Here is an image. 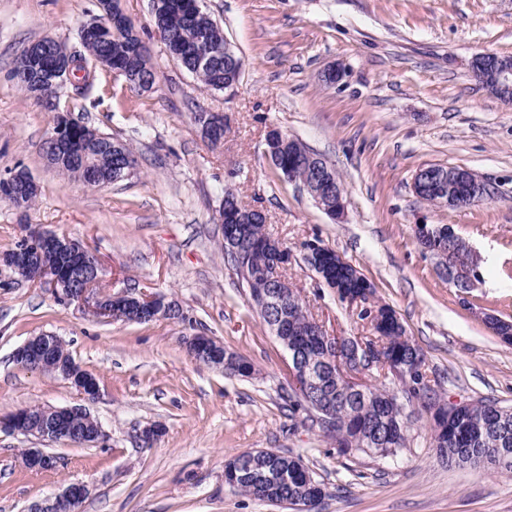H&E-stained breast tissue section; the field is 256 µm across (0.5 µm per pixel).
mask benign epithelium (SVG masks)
Here are the masks:
<instances>
[{
    "mask_svg": "<svg viewBox=\"0 0 512 512\" xmlns=\"http://www.w3.org/2000/svg\"><path fill=\"white\" fill-rule=\"evenodd\" d=\"M80 65L68 54L55 56V63L46 66L43 63V48L36 45L29 46L19 56L17 73L22 76L36 75L38 85L56 91L61 89L72 78V72ZM472 68L477 78L492 92L509 102L512 100V59L494 54H481L472 61ZM198 123L202 134L212 142L221 141V130L224 126V116L221 114L203 113L199 115ZM74 124L65 114H59L53 119V130L49 136L55 146L56 152L69 156L73 163L88 165V154H75L70 149V132ZM33 182L28 176H21L16 172L0 180V194L12 201L21 198ZM448 184V190L439 191L438 200L445 207H459L462 203H481L491 197L486 183L471 170L448 166L446 171L434 173L428 168L420 169L413 181V190L427 185ZM304 190L313 198L316 204H321L324 195L336 197L335 207L326 210L327 215L334 221L343 219L346 211L344 189L334 177L323 172L317 174L312 184L304 186ZM415 237L425 253L436 260V269L444 273L447 266V254L437 250L431 239L433 233L425 224L414 225ZM274 264L283 266L288 264L290 254L282 244L272 239L267 243ZM52 253L58 257L55 264H42L44 254ZM307 256L317 258L318 277L320 282L329 288L335 295H340L336 284L330 277L329 268L322 263L321 246L314 243L308 249ZM480 256L476 250H471L470 257H459L455 262L454 273L450 278V285L463 282L467 287L474 286L479 279L478 269ZM38 268L37 283H47L59 300L75 303L93 315L119 321L127 317V312L135 310L133 317L141 320H154L178 308L175 301L158 294L122 293L112 295L101 290V265L97 257L64 233L29 229L21 237L17 246L8 254H0V272L14 274L17 270ZM294 289L286 281L282 282L275 293H269L264 288L251 291L252 300L267 303L272 299L281 297L288 299ZM271 333L282 342L289 351L291 360L299 363V348L284 339V325L280 322L270 327ZM192 356L200 361L205 360L216 367L224 366V344L212 337L197 335L188 342ZM367 347L363 344L351 345L342 350L337 349V356L331 360L337 363L344 373L350 376L359 388L367 383L359 380L362 375L361 355ZM14 359L21 365L42 371L52 367L56 373L69 381L71 386L86 400H93L99 394V385L96 378L83 370L74 361L59 355L55 344L47 333H41L29 338L14 352ZM88 412L82 405L54 407L50 413L35 418L28 409L24 408L14 415L0 420V428L10 431H22L23 427L30 426L39 430L38 438L48 441L72 442L79 445L93 446L103 438L102 430L94 432L83 430L77 426L75 417L86 416ZM89 495L87 485L72 483L53 500L36 503L31 506L30 512H78L83 500Z\"/></svg>",
    "mask_w": 512,
    "mask_h": 512,
    "instance_id": "1",
    "label": "benign epithelium"
}]
</instances>
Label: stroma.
Masks as SVG:
<instances>
[{
    "instance_id": "obj_1",
    "label": "stroma",
    "mask_w": 512,
    "mask_h": 512,
    "mask_svg": "<svg viewBox=\"0 0 512 512\" xmlns=\"http://www.w3.org/2000/svg\"><path fill=\"white\" fill-rule=\"evenodd\" d=\"M121 4L149 49L156 90H130L99 66L90 97L67 85L52 106L19 88L15 60L46 37L77 47L95 0H0V178L23 167L38 186L27 209L0 196V253L27 224L67 234L98 256L105 290L165 295L185 317L106 322L0 274V417L79 402L68 381L13 358L29 337L50 333L96 376L88 408L104 434L91 447L42 445L0 429V512H28L77 482L90 489L81 512H292L224 480L225 461L262 449L301 457L315 472L326 487L316 512H512V474L443 464L423 413L398 456L339 455L314 412L289 406L298 390L288 353L225 263L216 222L225 187L263 209L290 253L289 281L327 335H369V322L305 261L309 242L334 249L396 311L442 399L512 407V345L480 318L512 321V104L470 70L480 54L512 57V0H204L244 61L231 96L170 58L150 0ZM332 66L343 77L328 84ZM60 108L128 145L131 175L93 188L49 165L42 147ZM199 112L223 114L221 144L203 138ZM272 127L335 168L347 191L342 223L269 163ZM427 164L471 169L490 199L463 208L420 201L411 183ZM421 223L452 225L476 249V288L439 276L416 242ZM201 334L249 361L253 375L196 362L186 342ZM152 425L162 434L143 445ZM38 446L56 457L54 469L24 466V451Z\"/></svg>"
}]
</instances>
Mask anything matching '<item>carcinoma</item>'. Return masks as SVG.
<instances>
[{
  "mask_svg": "<svg viewBox=\"0 0 512 512\" xmlns=\"http://www.w3.org/2000/svg\"><path fill=\"white\" fill-rule=\"evenodd\" d=\"M184 0H157L152 11L153 24L160 31L170 56L193 74L204 87L222 91L238 81L239 57L236 53L224 52L226 36L224 30L204 10L188 11ZM81 49L72 55L86 63L93 62L111 70L123 72L149 86L157 84V72L150 64L148 52L141 44L139 33L132 24L123 22L109 25L101 35L90 34L79 37ZM76 152L91 150L97 155L96 171L108 183L126 179L135 160L131 149L111 136L95 129L84 127L75 133L71 143ZM47 162L83 182L86 174L78 166H71L58 154L44 149ZM311 152L299 140H294L278 154L276 170L283 178L294 181L311 178L313 170L307 157ZM238 213L246 218L251 209L242 205L228 188L219 215ZM248 248L246 262L239 261V250L224 243L227 258L241 283L249 289L273 288V266L265 247L270 235L266 224L247 225ZM441 232L438 244L445 251L457 255L466 252L468 242L456 233L449 224H439ZM353 266L339 263L331 268V277L347 292L359 293L362 284L351 278ZM257 314L267 325L283 315L288 317V340L302 346L300 364L316 374L312 392L331 400L336 406V421L323 425V429L336 443L337 452L347 455L352 452L394 456L407 445L408 428L402 426L405 403L418 400L428 410L435 411L431 422V433L440 457L450 465L470 467H496L502 448H512V414L505 417L501 407L490 400H479L462 409L455 418L448 419L447 404L426 381L425 359L420 349L407 336L397 314L380 332L363 337L367 345L382 347L390 364L365 365L367 371L376 370L386 379L391 375L390 366L400 363L413 370L410 381H402L406 402H401L396 393L385 383L371 384L362 393L356 391L339 366L331 365L325 356L321 338L315 335L320 329L305 302H274L267 307L256 306ZM253 464L239 472L235 488L259 500L311 499L318 489L311 469L301 458L272 450H256ZM288 472L291 481L279 483L281 474Z\"/></svg>",
  "mask_w": 512,
  "mask_h": 512,
  "instance_id": "1",
  "label": "carcinoma"
}]
</instances>
